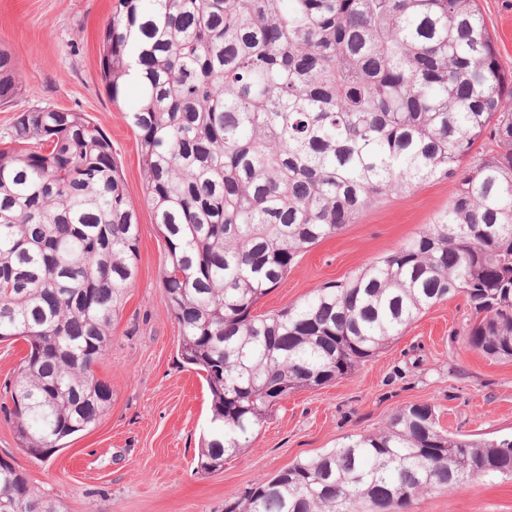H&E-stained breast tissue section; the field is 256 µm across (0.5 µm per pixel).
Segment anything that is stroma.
<instances>
[{"instance_id": "1", "label": "stroma", "mask_w": 512, "mask_h": 512, "mask_svg": "<svg viewBox=\"0 0 512 512\" xmlns=\"http://www.w3.org/2000/svg\"><path fill=\"white\" fill-rule=\"evenodd\" d=\"M115 3L0 0V48L14 56L21 85L0 105V141L9 140L20 113L37 106L86 113L112 144L140 222L136 282L94 366L112 390L108 412L53 454L37 458L21 450L9 388L29 346L21 339L2 342L0 458L62 512H224L226 500L259 480L336 448L346 435L377 430L405 405H431L440 427L462 437L512 435V361L469 345V306L459 294L426 310L352 376L281 401L223 470L198 471L210 402L201 374L181 359V327L162 285L164 241L145 201L139 132L129 121L137 96L129 89L111 100L101 75L100 45ZM479 5L503 67L512 70V0ZM451 197L448 181L430 180L377 201L308 249L257 312L292 307L314 288L348 281L410 242ZM411 512H512V476H485L458 494L427 495Z\"/></svg>"}]
</instances>
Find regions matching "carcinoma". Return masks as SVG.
I'll return each mask as SVG.
<instances>
[{
    "label": "carcinoma",
    "mask_w": 512,
    "mask_h": 512,
    "mask_svg": "<svg viewBox=\"0 0 512 512\" xmlns=\"http://www.w3.org/2000/svg\"><path fill=\"white\" fill-rule=\"evenodd\" d=\"M100 63L114 101L141 66L131 121L163 288L211 400L202 472L242 453L288 394L351 376L450 296L467 299L470 346L512 359V72L478 0H118ZM18 86L0 49V102ZM431 178L452 199L411 242L295 307L253 313L309 248ZM138 240L99 127L83 112L22 113L0 148V342L29 344L11 394L27 453L108 412L93 366ZM487 474L512 475V439L456 437L432 406L406 405L224 512H404ZM0 512L62 510L0 459Z\"/></svg>",
    "instance_id": "1"
}]
</instances>
